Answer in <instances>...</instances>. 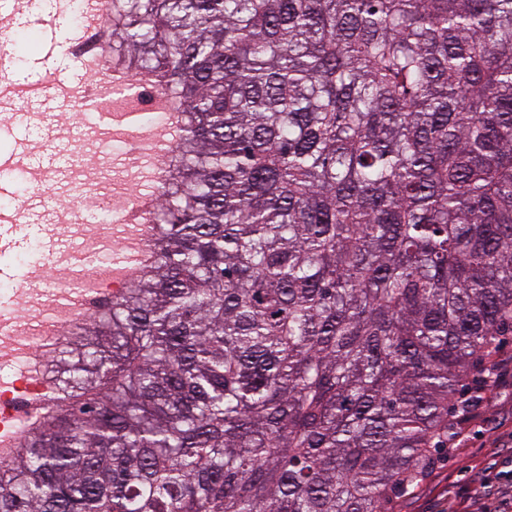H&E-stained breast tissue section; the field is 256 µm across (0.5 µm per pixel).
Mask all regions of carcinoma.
<instances>
[{
    "label": "carcinoma",
    "instance_id": "1",
    "mask_svg": "<svg viewBox=\"0 0 512 512\" xmlns=\"http://www.w3.org/2000/svg\"><path fill=\"white\" fill-rule=\"evenodd\" d=\"M174 113L154 259L61 339L0 512H385L512 333V0H112Z\"/></svg>",
    "mask_w": 512,
    "mask_h": 512
}]
</instances>
